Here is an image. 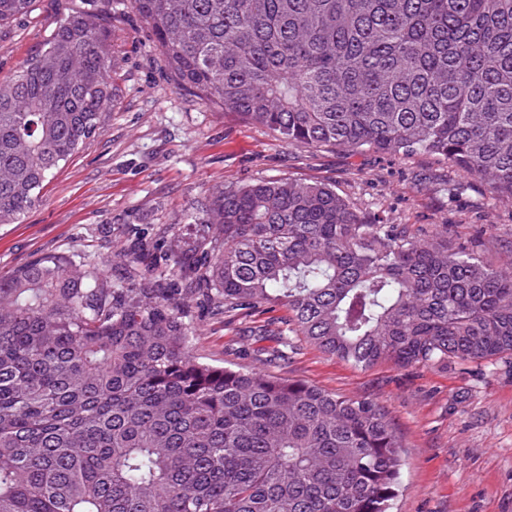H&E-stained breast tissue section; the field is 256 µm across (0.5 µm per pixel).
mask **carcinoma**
Returning <instances> with one entry per match:
<instances>
[{
  "label": "carcinoma",
  "mask_w": 512,
  "mask_h": 512,
  "mask_svg": "<svg viewBox=\"0 0 512 512\" xmlns=\"http://www.w3.org/2000/svg\"><path fill=\"white\" fill-rule=\"evenodd\" d=\"M33 0H0V26ZM178 82L309 147L424 152L512 201V0H131ZM102 16L63 15L0 82V224H18L112 111ZM190 274L178 231L120 263L0 277V512H391L402 442L368 398L196 361L185 308L282 305L367 368L512 355V272L448 231L370 220L325 184L227 189Z\"/></svg>",
  "instance_id": "obj_1"
}]
</instances>
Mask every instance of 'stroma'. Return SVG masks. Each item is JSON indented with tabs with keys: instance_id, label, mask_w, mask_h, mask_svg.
I'll use <instances>...</instances> for the list:
<instances>
[{
	"instance_id": "obj_1",
	"label": "stroma",
	"mask_w": 512,
	"mask_h": 512,
	"mask_svg": "<svg viewBox=\"0 0 512 512\" xmlns=\"http://www.w3.org/2000/svg\"><path fill=\"white\" fill-rule=\"evenodd\" d=\"M74 0H34L0 28V80L42 48ZM106 18L116 90L104 132L88 140L43 190L22 223L0 225V276L42 254L93 259L109 280L129 285L135 266L113 254L132 234L178 225L182 259L200 255L216 192L270 179L326 183L358 211L393 224L448 227L456 243L512 268V202H493L480 179L426 153L393 157L286 142L180 86L151 29L129 0H85ZM198 361L260 369L383 405L403 448L393 512H512V357L359 368L293 337L279 359L281 307L232 319L202 307L188 317ZM270 328L258 338L252 331Z\"/></svg>"
}]
</instances>
